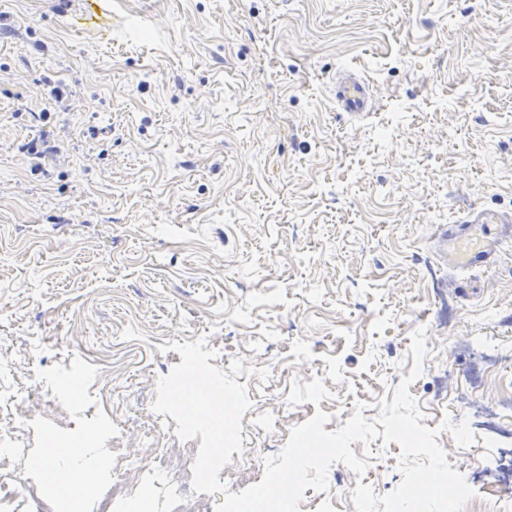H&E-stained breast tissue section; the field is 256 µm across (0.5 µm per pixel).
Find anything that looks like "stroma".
Returning <instances> with one entry per match:
<instances>
[{"label": "stroma", "instance_id": "obj_1", "mask_svg": "<svg viewBox=\"0 0 512 512\" xmlns=\"http://www.w3.org/2000/svg\"><path fill=\"white\" fill-rule=\"evenodd\" d=\"M373 111H339L342 66ZM512 212V0H0V392L37 359L46 388L73 356L119 350L110 390H74L114 429L157 420L172 341L208 339L267 433L242 460L260 480L315 411L333 432L392 398L425 326L409 391L427 427L479 400L471 468L512 394V237L488 266L450 267L434 237L464 211ZM334 399L286 407L293 383ZM307 512H355L357 482L401 481L374 440ZM472 475L512 497V450Z\"/></svg>", "mask_w": 512, "mask_h": 512}]
</instances>
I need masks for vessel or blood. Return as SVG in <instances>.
I'll list each match as a JSON object with an SVG mask.
<instances>
[{"label":"vessel or blood","instance_id":"b4317fda","mask_svg":"<svg viewBox=\"0 0 512 512\" xmlns=\"http://www.w3.org/2000/svg\"><path fill=\"white\" fill-rule=\"evenodd\" d=\"M336 104L344 112H368L373 99L368 85L355 70L344 69L336 81ZM464 226L448 237V260L459 268L487 264L498 242L496 228L512 224V213L471 209L463 219Z\"/></svg>","mask_w":512,"mask_h":512}]
</instances>
